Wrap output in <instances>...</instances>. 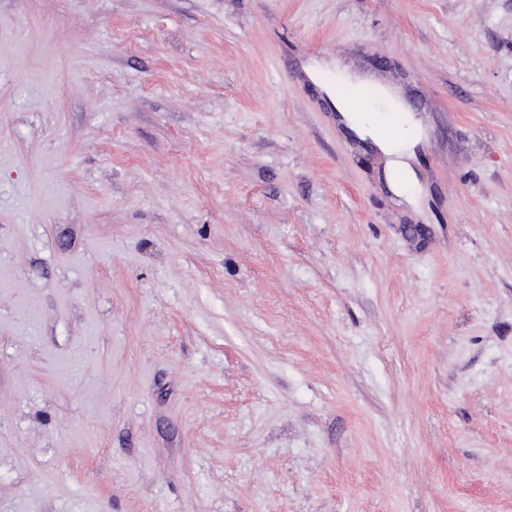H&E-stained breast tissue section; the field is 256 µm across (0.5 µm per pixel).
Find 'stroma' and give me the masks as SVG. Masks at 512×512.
I'll use <instances>...</instances> for the list:
<instances>
[{"instance_id":"stroma-1","label":"stroma","mask_w":512,"mask_h":512,"mask_svg":"<svg viewBox=\"0 0 512 512\" xmlns=\"http://www.w3.org/2000/svg\"><path fill=\"white\" fill-rule=\"evenodd\" d=\"M0 512H512V0H0ZM380 101L386 109L384 115L368 117L361 121L346 101L336 100L335 108L339 120L351 134L360 139L370 138L375 146L386 156L385 174L391 191L409 206L416 207L418 197L414 194L417 172L413 166L416 160V147L420 137L417 130L419 122L411 112H406L402 103L389 91H383ZM390 112H405L404 121L410 127L409 138L396 139L385 136L383 129Z\"/></svg>"}]
</instances>
